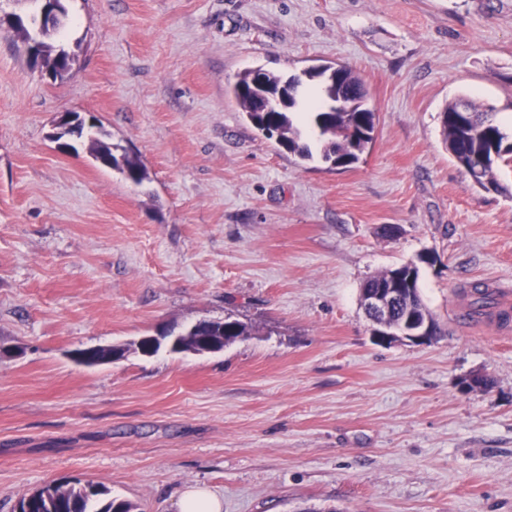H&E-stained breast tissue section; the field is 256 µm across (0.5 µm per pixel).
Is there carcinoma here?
I'll list each match as a JSON object with an SVG mask.
<instances>
[{
    "label": "carcinoma",
    "mask_w": 512,
    "mask_h": 512,
    "mask_svg": "<svg viewBox=\"0 0 512 512\" xmlns=\"http://www.w3.org/2000/svg\"><path fill=\"white\" fill-rule=\"evenodd\" d=\"M53 35L52 31L46 32L41 49L43 65L50 68L57 61L58 46ZM305 77L309 81L318 80L324 94V101L311 112V128L325 139L322 159L334 167L358 162L373 142L375 131V113L365 105L363 82L346 65L312 67L305 71ZM294 79L293 75L283 76L260 67L248 69L237 77L231 94L262 135L276 139V143L290 153L308 157L309 145L293 119L299 97L293 88ZM461 104L460 100L452 101L441 113L448 151L455 163L470 175L474 168L481 167V174L475 180L486 179L497 188L496 168L498 162L512 160V140L474 103H469V113L459 111ZM108 138L109 133L101 129L89 138L90 156L137 183L145 180L147 172L140 159L127 152L114 154ZM394 274L411 278L410 287H417L419 269L414 266H399L371 276L363 287L384 286ZM471 297L467 317L490 316L488 289L475 285ZM204 325V329L181 338L177 352L195 353L203 341L222 349L256 331L252 323L231 315L222 320L206 321ZM132 509L131 503L108 497L107 490L100 486H77L68 481L49 485L18 502V512H132Z\"/></svg>",
    "instance_id": "1"
}]
</instances>
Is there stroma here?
Returning a JSON list of instances; mask_svg holds the SVG:
<instances>
[{
    "instance_id": "35a3bbf8",
    "label": "stroma",
    "mask_w": 512,
    "mask_h": 512,
    "mask_svg": "<svg viewBox=\"0 0 512 512\" xmlns=\"http://www.w3.org/2000/svg\"><path fill=\"white\" fill-rule=\"evenodd\" d=\"M61 80L0 30V512L50 484L176 512H512V162L501 191L451 158L440 114L472 100L512 135V0H70ZM343 64L376 114L360 160L303 159L228 94L247 69ZM67 112L136 153V184ZM393 224L398 233L381 234ZM419 266L441 334L371 338L360 288ZM256 335L208 354L141 337L227 315ZM125 345L88 367L72 351ZM483 372L489 391L462 390ZM178 508V512H222L224 500L207 487H194L181 494Z\"/></svg>"
}]
</instances>
